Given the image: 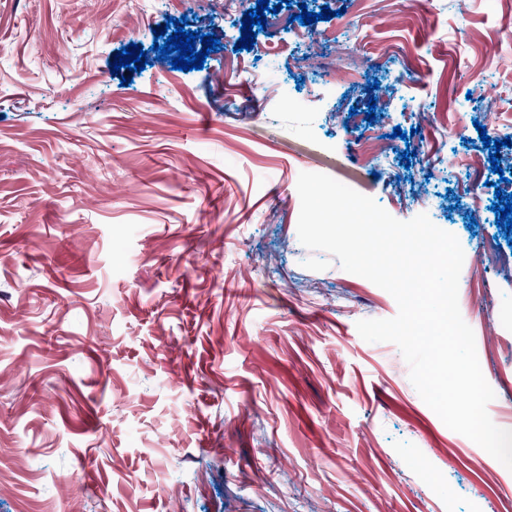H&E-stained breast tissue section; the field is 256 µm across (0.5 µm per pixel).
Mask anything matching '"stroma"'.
<instances>
[{
    "label": "stroma",
    "instance_id": "stroma-1",
    "mask_svg": "<svg viewBox=\"0 0 512 512\" xmlns=\"http://www.w3.org/2000/svg\"><path fill=\"white\" fill-rule=\"evenodd\" d=\"M304 2L332 19L239 51L256 0H0V512H512V471L441 421L397 345L360 337L392 295L297 235L317 172L512 258L491 209L512 170L477 131L512 128V19ZM171 17L215 34L203 69L158 60ZM313 37L367 61L325 99L297 62ZM132 43L144 70L112 74ZM272 75L290 106L256 96ZM371 107L409 166L356 155L349 112ZM459 287L512 430V274L468 261Z\"/></svg>",
    "mask_w": 512,
    "mask_h": 512
}]
</instances>
